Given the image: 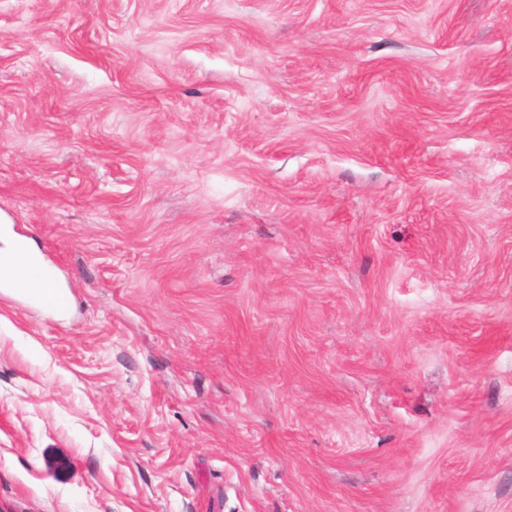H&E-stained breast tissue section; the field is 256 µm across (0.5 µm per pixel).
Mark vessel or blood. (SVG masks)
Returning <instances> with one entry per match:
<instances>
[{
	"label": "vessel or blood",
	"mask_w": 512,
	"mask_h": 512,
	"mask_svg": "<svg viewBox=\"0 0 512 512\" xmlns=\"http://www.w3.org/2000/svg\"><path fill=\"white\" fill-rule=\"evenodd\" d=\"M14 250L16 259L6 260L7 274L4 282L15 294L20 295L48 309L65 306L66 292L60 287L54 272L42 260L27 259L25 239H16Z\"/></svg>",
	"instance_id": "1"
}]
</instances>
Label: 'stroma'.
Here are the masks:
<instances>
[{
	"label": "stroma",
	"mask_w": 512,
	"mask_h": 512,
	"mask_svg": "<svg viewBox=\"0 0 512 512\" xmlns=\"http://www.w3.org/2000/svg\"><path fill=\"white\" fill-rule=\"evenodd\" d=\"M0 512H512V0H0ZM8 268L2 278L15 294L48 309L64 307L68 303L66 292L60 288L54 272L39 258L26 262L0 259Z\"/></svg>",
	"instance_id": "stroma-1"
}]
</instances>
